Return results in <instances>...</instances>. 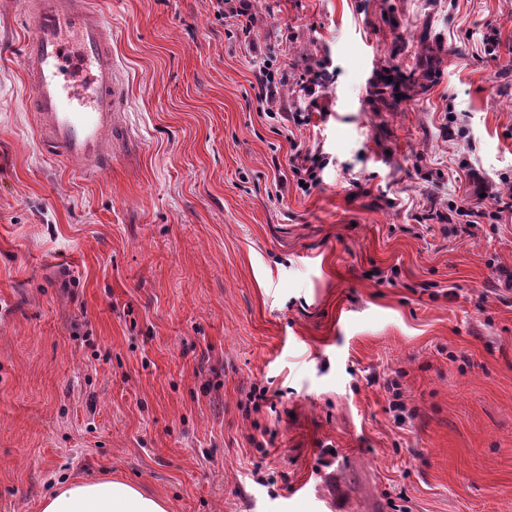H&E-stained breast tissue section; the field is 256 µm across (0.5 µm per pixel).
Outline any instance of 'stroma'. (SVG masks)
I'll return each instance as SVG.
<instances>
[{
	"label": "stroma",
	"mask_w": 512,
	"mask_h": 512,
	"mask_svg": "<svg viewBox=\"0 0 512 512\" xmlns=\"http://www.w3.org/2000/svg\"><path fill=\"white\" fill-rule=\"evenodd\" d=\"M94 6L127 94L97 178L40 147L0 0V512L83 477L172 512H512V210H448L512 181V0H246L249 36L211 0ZM425 28L441 77L381 111ZM300 145L293 144L292 149L295 151L290 159V171L296 185L303 192H310L320 185V173L327 166L325 158L320 153L303 151ZM304 181V185H301Z\"/></svg>",
	"instance_id": "1"
}]
</instances>
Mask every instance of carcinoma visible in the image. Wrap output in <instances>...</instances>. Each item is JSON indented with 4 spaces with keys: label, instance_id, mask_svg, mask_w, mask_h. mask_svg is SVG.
I'll use <instances>...</instances> for the list:
<instances>
[{
    "label": "carcinoma",
    "instance_id": "cac0c4a2",
    "mask_svg": "<svg viewBox=\"0 0 512 512\" xmlns=\"http://www.w3.org/2000/svg\"><path fill=\"white\" fill-rule=\"evenodd\" d=\"M417 41L414 65L405 70L395 66L383 69L380 82L375 86L376 95L391 111L397 110L403 99L427 92L440 74L441 45L432 43L430 32L426 30Z\"/></svg>",
    "mask_w": 512,
    "mask_h": 512
}]
</instances>
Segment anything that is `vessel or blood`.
I'll return each mask as SVG.
<instances>
[{
  "label": "vessel or blood",
  "mask_w": 512,
  "mask_h": 512,
  "mask_svg": "<svg viewBox=\"0 0 512 512\" xmlns=\"http://www.w3.org/2000/svg\"><path fill=\"white\" fill-rule=\"evenodd\" d=\"M21 48L27 109L49 154L84 173L112 169L106 134L125 101L104 18L90 0H28Z\"/></svg>",
  "instance_id": "1"
}]
</instances>
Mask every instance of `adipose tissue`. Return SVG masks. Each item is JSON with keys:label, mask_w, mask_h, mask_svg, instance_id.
I'll return each mask as SVG.
<instances>
[{"label": "adipose tissue", "mask_w": 512, "mask_h": 512, "mask_svg": "<svg viewBox=\"0 0 512 512\" xmlns=\"http://www.w3.org/2000/svg\"><path fill=\"white\" fill-rule=\"evenodd\" d=\"M41 512H171L167 500L123 480L86 479L58 483Z\"/></svg>", "instance_id": "adipose-tissue-1"}]
</instances>
